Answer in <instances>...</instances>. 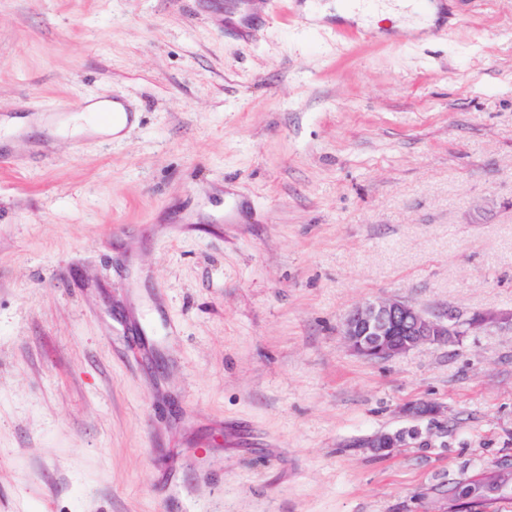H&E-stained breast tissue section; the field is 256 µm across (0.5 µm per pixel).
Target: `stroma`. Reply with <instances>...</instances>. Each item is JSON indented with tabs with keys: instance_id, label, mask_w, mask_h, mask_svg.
<instances>
[{
	"instance_id": "stroma-1",
	"label": "stroma",
	"mask_w": 512,
	"mask_h": 512,
	"mask_svg": "<svg viewBox=\"0 0 512 512\" xmlns=\"http://www.w3.org/2000/svg\"><path fill=\"white\" fill-rule=\"evenodd\" d=\"M327 2L0 0V512H446L512 465V327L340 334L512 311V0L377 37ZM113 97L124 138L55 134ZM451 312L427 316L395 298H378L354 306L344 316L341 335L349 351L368 361L391 359L425 344L450 342L459 336ZM443 411L444 409L441 405L432 401L411 402L402 408V413L411 419H436L441 416ZM420 436V432L416 431L414 436H408L406 431L398 430L395 432H383L379 433L367 440H365L362 444V448H370L375 454L383 455L385 452L390 451L392 448H403L406 446L407 438H418ZM474 480L463 478L456 481L450 488H448V495L450 494L455 500L457 499H485L483 500L485 505L499 498L506 497L509 493H512V487L510 490H503L505 486L489 487L487 489L479 490V486L482 482H473Z\"/></svg>"
}]
</instances>
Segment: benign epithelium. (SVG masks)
<instances>
[{"label":"benign epithelium","mask_w":512,"mask_h":512,"mask_svg":"<svg viewBox=\"0 0 512 512\" xmlns=\"http://www.w3.org/2000/svg\"><path fill=\"white\" fill-rule=\"evenodd\" d=\"M453 314L432 318L416 306L395 298H378L354 306L344 316L341 335L349 351L368 361L387 360L403 355L421 345L450 342L459 335ZM500 321L493 314H476L465 322L466 331L477 332ZM411 419H435L443 407L432 401L411 402L402 408ZM407 432L379 433L365 440L361 447L382 455L407 445Z\"/></svg>","instance_id":"1"}]
</instances>
